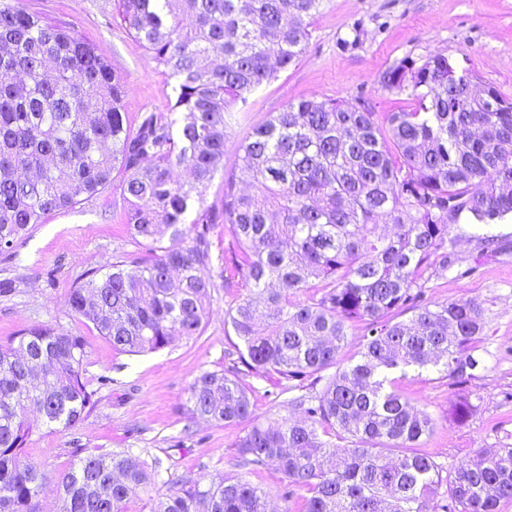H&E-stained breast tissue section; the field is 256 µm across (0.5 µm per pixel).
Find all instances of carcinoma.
I'll return each mask as SVG.
<instances>
[{"mask_svg":"<svg viewBox=\"0 0 512 512\" xmlns=\"http://www.w3.org/2000/svg\"><path fill=\"white\" fill-rule=\"evenodd\" d=\"M324 2L119 0L128 30L173 80L168 110L140 113L132 132L124 79L95 48L24 0H0V255L14 256L48 215L96 195L117 170L124 223L144 252L82 273L66 297L71 313L141 355L202 335L217 282L236 292L224 326L238 361L199 375L187 402L193 419L249 427L231 470L209 483L168 481L152 512H268L269 493L247 479L268 465L281 474V512H497L512 500V447L452 467L415 451L434 419L389 376L435 368L466 380L483 363V303L423 297L436 258L456 264L451 225L512 216V99L493 86L473 95L471 74L445 54L404 60L382 84L414 108L381 125L361 104L290 102L252 128L219 202L204 205L241 107L298 64ZM180 166L191 181L173 178ZM220 224L233 249L216 255ZM400 310L411 316L396 320ZM356 321L358 359L343 365ZM87 356L84 337L52 324L0 344V512H43L49 475L27 447L96 406ZM242 372L277 375L290 415L260 421ZM163 465L131 448L82 456L58 475L55 512H124ZM298 490L307 495L295 502Z\"/></svg>","mask_w":512,"mask_h":512,"instance_id":"obj_1","label":"carcinoma"}]
</instances>
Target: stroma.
Wrapping results in <instances>:
<instances>
[{
	"label": "stroma",
	"instance_id": "stroma-1",
	"mask_svg": "<svg viewBox=\"0 0 512 512\" xmlns=\"http://www.w3.org/2000/svg\"><path fill=\"white\" fill-rule=\"evenodd\" d=\"M27 5L86 38L124 78L122 107L129 120L146 110L167 109L172 82L130 34L117 0H27ZM435 53L471 70L474 88L493 86L511 97L512 0H326L309 27L302 60L249 96L247 118L232 131L224 172L209 185L206 204L219 201L224 178L236 167L238 143L268 113L302 98H333L364 101L377 121H384L388 113L410 109L413 102L383 88V74L401 60L419 62ZM121 184V174L113 173L108 189L76 209L48 215L17 247L12 260H0V280L13 281L12 288L0 292V344L33 325H60L87 342V380L101 375L113 379L75 429L46 433L30 444L31 460L50 475L40 494L45 512L56 506L55 478L72 462L73 447L131 448L147 460L166 459L168 470L153 492L134 496L124 506L125 512H151L155 495L165 491L168 480L189 473L207 482L227 471L243 431L239 425L218 427L191 420L187 412L194 379L232 363L236 338L224 333V312L233 296L224 288L212 293L203 336L142 356L113 349L94 329L82 325L65 302L71 284L84 271L104 268L139 250L121 222ZM451 233L458 238L457 257L477 270L468 277L453 269L434 275L424 299L483 301L485 366L464 382L435 369L397 381L399 393L425 407L435 420L433 431L421 438L419 451L448 465L470 458L479 448L493 451L512 445V219L482 227L459 223ZM488 237L499 245V252L486 248ZM465 398L475 410L461 422L452 407Z\"/></svg>",
	"mask_w": 512,
	"mask_h": 512
}]
</instances>
